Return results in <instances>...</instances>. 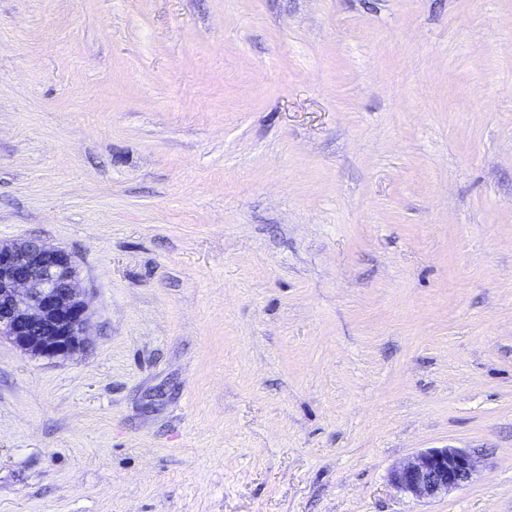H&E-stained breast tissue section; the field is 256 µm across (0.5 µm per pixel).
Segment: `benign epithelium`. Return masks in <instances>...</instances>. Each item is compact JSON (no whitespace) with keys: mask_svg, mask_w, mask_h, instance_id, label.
<instances>
[{"mask_svg":"<svg viewBox=\"0 0 512 512\" xmlns=\"http://www.w3.org/2000/svg\"><path fill=\"white\" fill-rule=\"evenodd\" d=\"M90 305L71 253L39 239L0 242V335L22 352L65 359L87 340ZM475 457L461 448H430L395 467L390 483L416 499L467 486Z\"/></svg>","mask_w":512,"mask_h":512,"instance_id":"7a95c632","label":"benign epithelium"}]
</instances>
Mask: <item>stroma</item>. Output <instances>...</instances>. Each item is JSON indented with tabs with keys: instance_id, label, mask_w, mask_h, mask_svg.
Instances as JSON below:
<instances>
[{
	"instance_id": "obj_1",
	"label": "stroma",
	"mask_w": 512,
	"mask_h": 512,
	"mask_svg": "<svg viewBox=\"0 0 512 512\" xmlns=\"http://www.w3.org/2000/svg\"><path fill=\"white\" fill-rule=\"evenodd\" d=\"M31 237L89 343L0 338V512H512V0H0ZM475 457L461 448H430L395 467L390 483L416 499H434L467 486L473 478Z\"/></svg>"
}]
</instances>
